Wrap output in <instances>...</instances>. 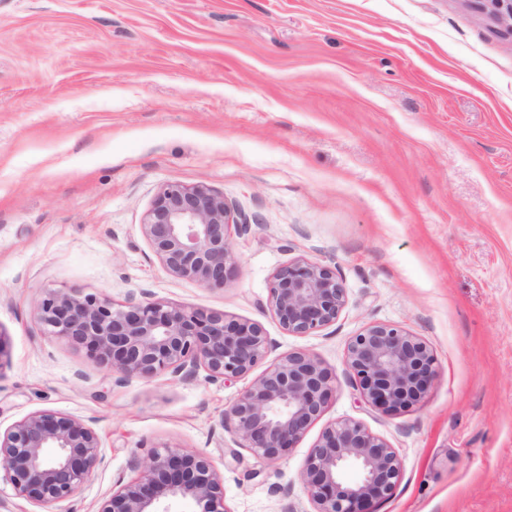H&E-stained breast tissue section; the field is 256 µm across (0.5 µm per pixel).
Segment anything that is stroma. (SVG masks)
Segmentation results:
<instances>
[{
	"label": "stroma",
	"instance_id": "stroma-1",
	"mask_svg": "<svg viewBox=\"0 0 512 512\" xmlns=\"http://www.w3.org/2000/svg\"><path fill=\"white\" fill-rule=\"evenodd\" d=\"M206 185L252 226L224 287L170 275L142 232L159 189ZM336 268V323L291 335L269 285ZM152 299L260 323L336 390L273 465L225 410L250 377L116 383L47 336L44 290ZM406 329L439 377L396 413L344 373L364 327ZM0 429L92 421L104 463L60 512H96L132 458L205 455L230 512H315L310 449L351 419L403 476L379 512H512V36L475 0H0Z\"/></svg>",
	"mask_w": 512,
	"mask_h": 512
}]
</instances>
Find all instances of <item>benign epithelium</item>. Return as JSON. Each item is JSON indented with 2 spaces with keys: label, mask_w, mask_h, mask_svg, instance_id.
I'll list each match as a JSON object with an SVG mask.
<instances>
[{
  "label": "benign epithelium",
  "mask_w": 512,
  "mask_h": 512,
  "mask_svg": "<svg viewBox=\"0 0 512 512\" xmlns=\"http://www.w3.org/2000/svg\"><path fill=\"white\" fill-rule=\"evenodd\" d=\"M482 2L512 34V0ZM232 225L249 227L234 219L224 195L205 185L169 184L157 193L142 231L167 272L213 288L224 286L236 269ZM269 302L283 330L306 335L336 323L347 293L335 270L297 259L273 274ZM37 320L45 335L85 349L119 383L165 372L186 381L201 368L212 382L246 377L273 347L257 322L152 300L146 292L116 307L102 295L50 289L37 303ZM344 373L385 412L423 399L438 376L423 340L384 324L368 325L351 338ZM336 382V373L315 356L289 353L240 393L224 412L223 426L240 447L273 464L322 415ZM102 462L91 421L66 413L34 412L0 432V484L34 505L71 500ZM132 466L138 476L102 498L97 512H172L178 502L193 504V512H230L224 479L198 452L165 447ZM349 466L358 470L353 481L344 476ZM402 474V460L386 440L343 419L325 428L310 451L304 485L316 512H377Z\"/></svg>",
  "instance_id": "1"
}]
</instances>
